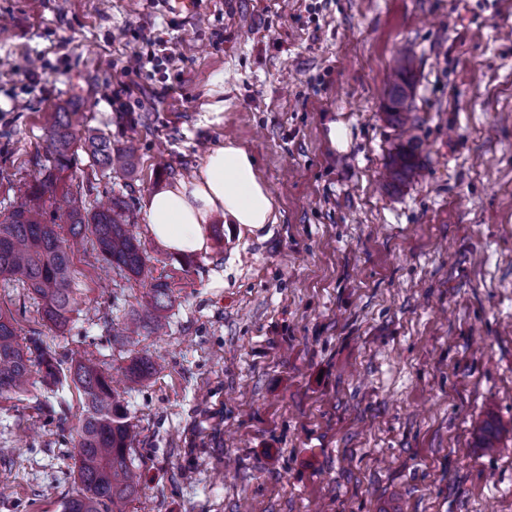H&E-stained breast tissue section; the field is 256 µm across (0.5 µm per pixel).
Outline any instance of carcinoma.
Here are the masks:
<instances>
[{"label":"carcinoma","instance_id":"cac0c4a2","mask_svg":"<svg viewBox=\"0 0 512 512\" xmlns=\"http://www.w3.org/2000/svg\"><path fill=\"white\" fill-rule=\"evenodd\" d=\"M414 59L399 61L388 97L387 118L397 125L411 119ZM85 113L54 111L45 133V164L31 181H9L5 195L10 210L0 213V275L18 282L42 303V319L57 330L65 329L78 310L72 288V246L87 242L95 259L119 275L138 277L149 258L129 222L130 206L113 198L106 206L91 199L93 187L66 183L78 152L102 171L121 170L132 163L134 147L112 151V139L86 128ZM418 145L410 138L392 157L393 178L411 180L421 169ZM62 192L65 207L56 205ZM171 306L170 288L162 281L151 284L143 313L125 327L124 342L142 329L162 326L163 312ZM56 393L71 385L83 396L84 417L73 437L77 449L74 479L76 495L63 502V512H114L138 493L139 477L131 454L134 426L112 390V377L90 353L76 352L69 366L39 338L21 342L15 319L0 313V397L27 391L32 373ZM156 372L148 357L134 356L125 367L126 377L139 383Z\"/></svg>","mask_w":512,"mask_h":512}]
</instances>
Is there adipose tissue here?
<instances>
[{"instance_id": "adipose-tissue-1", "label": "adipose tissue", "mask_w": 512, "mask_h": 512, "mask_svg": "<svg viewBox=\"0 0 512 512\" xmlns=\"http://www.w3.org/2000/svg\"><path fill=\"white\" fill-rule=\"evenodd\" d=\"M251 228L278 221L274 199L250 151L228 142L211 150L195 176L151 193L145 221L153 237L170 252H205L215 214Z\"/></svg>"}]
</instances>
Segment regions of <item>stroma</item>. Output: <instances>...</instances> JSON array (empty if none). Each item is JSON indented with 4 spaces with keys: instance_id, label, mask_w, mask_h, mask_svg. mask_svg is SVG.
Returning <instances> with one entry per match:
<instances>
[{
    "instance_id": "35a3bbf8",
    "label": "stroma",
    "mask_w": 512,
    "mask_h": 512,
    "mask_svg": "<svg viewBox=\"0 0 512 512\" xmlns=\"http://www.w3.org/2000/svg\"><path fill=\"white\" fill-rule=\"evenodd\" d=\"M159 39L172 57L153 56ZM402 52L412 183L382 179L404 141L385 117ZM75 108L137 148L132 172L96 183L129 202L171 290L166 333L114 341L151 280L81 250L65 330L1 281L0 310L115 378L157 362L118 389L142 476L123 512H512V0H199L189 16L167 0H0V181L37 176L51 111ZM228 140L278 221L218 215L206 252L175 255L146 199ZM82 414L73 388L0 400V512H61ZM156 372L155 364L148 357L134 356L125 367L126 377L134 383L150 378Z\"/></svg>"
}]
</instances>
